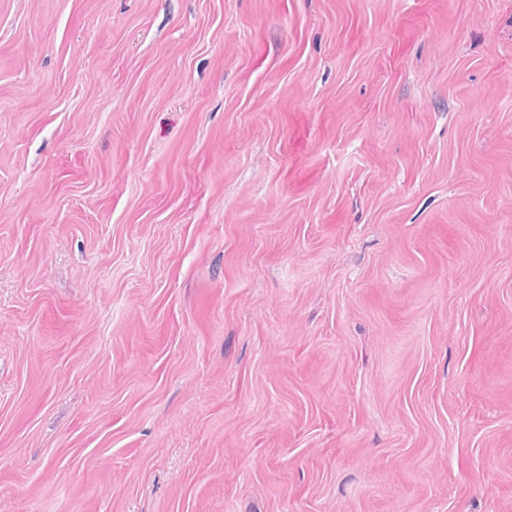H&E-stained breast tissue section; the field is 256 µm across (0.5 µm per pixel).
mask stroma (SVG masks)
Instances as JSON below:
<instances>
[{
    "instance_id": "stroma-1",
    "label": "stroma",
    "mask_w": 512,
    "mask_h": 512,
    "mask_svg": "<svg viewBox=\"0 0 512 512\" xmlns=\"http://www.w3.org/2000/svg\"><path fill=\"white\" fill-rule=\"evenodd\" d=\"M0 512H512V0H0Z\"/></svg>"
}]
</instances>
